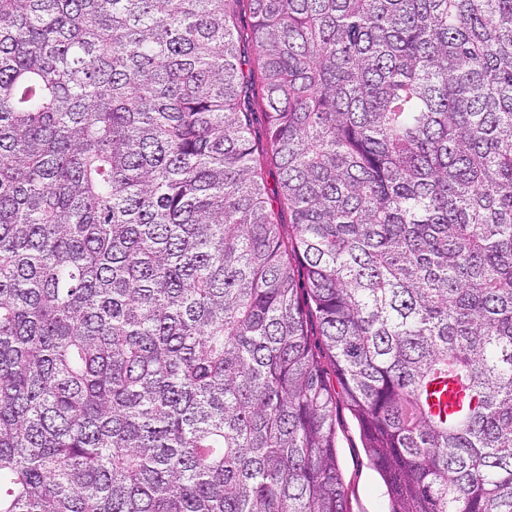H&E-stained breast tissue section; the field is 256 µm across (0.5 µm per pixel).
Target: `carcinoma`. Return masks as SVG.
<instances>
[{
    "instance_id": "obj_1",
    "label": "carcinoma",
    "mask_w": 512,
    "mask_h": 512,
    "mask_svg": "<svg viewBox=\"0 0 512 512\" xmlns=\"http://www.w3.org/2000/svg\"><path fill=\"white\" fill-rule=\"evenodd\" d=\"M338 397L512 512V0H0V512H349Z\"/></svg>"
}]
</instances>
